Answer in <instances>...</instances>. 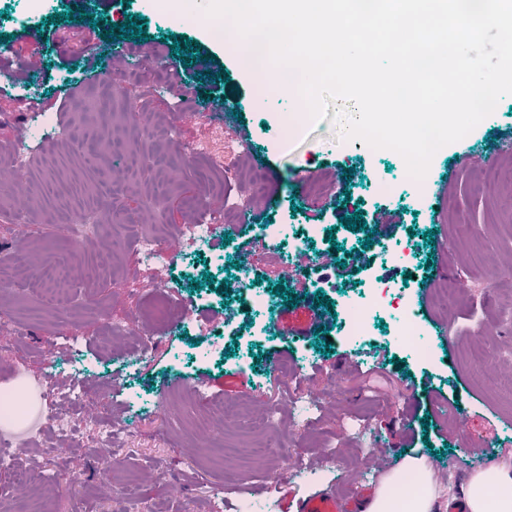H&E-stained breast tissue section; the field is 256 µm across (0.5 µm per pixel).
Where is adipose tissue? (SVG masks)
Instances as JSON below:
<instances>
[{
  "mask_svg": "<svg viewBox=\"0 0 512 512\" xmlns=\"http://www.w3.org/2000/svg\"><path fill=\"white\" fill-rule=\"evenodd\" d=\"M406 478L413 481L416 492L400 502L395 490ZM462 494L469 512H512V467L498 462L489 464L470 478ZM438 496L425 459L412 457L384 476L368 512H434Z\"/></svg>",
  "mask_w": 512,
  "mask_h": 512,
  "instance_id": "obj_1",
  "label": "adipose tissue"
}]
</instances>
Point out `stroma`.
Segmentation results:
<instances>
[{
  "mask_svg": "<svg viewBox=\"0 0 512 512\" xmlns=\"http://www.w3.org/2000/svg\"><path fill=\"white\" fill-rule=\"evenodd\" d=\"M79 11L90 21L76 20ZM130 12L141 16L144 38L127 36L114 48L106 34L127 21L115 0H0V59L10 60L23 87L0 91V147L16 145L17 128L32 114L57 123L32 134L26 182L38 193L0 182V313L10 318L0 326V391L20 379L45 398L27 446L0 470V512H233L244 492L253 512H287L293 499L331 484L355 492L353 474L364 469L368 448L389 471L404 458L438 453L451 472L438 487L452 494L473 474L457 462L458 445L489 446L496 461L512 464V96L439 149L425 177L415 179L392 150L345 138L343 126L327 118L284 141L285 115L307 109L301 95L280 96L271 82L252 78L206 24L173 23L153 0H132ZM39 25L41 42H29L26 30ZM185 41L212 70L183 64L173 46ZM144 43L175 62L172 81L196 93L192 121L182 120L139 66ZM104 76L113 96L100 92ZM228 92L237 112L218 116L215 103ZM79 123L111 125L112 142L71 153L61 134ZM167 123L178 129V142L158 133ZM218 128L241 154L246 176L239 183L226 184L204 162L198 169L206 176L195 180L182 161ZM116 140L130 154L127 172L115 177L117 206L140 219L130 233L98 229L70 241L59 219L106 194L100 171ZM385 184L394 192L382 194ZM195 194L206 205L245 195L253 206L200 253L186 255L182 233L206 215L187 206ZM319 210L334 242L321 238L292 253L260 242V225L304 224ZM356 212L367 226L352 232L340 219ZM23 213L33 220L19 235ZM160 225L176 255L172 265L142 267L117 288L98 276L104 246L120 272L135 265L136 234ZM367 239L371 268L348 275L344 261ZM388 245L400 246L409 263L383 257ZM243 259L258 268L261 290L280 284L311 303L323 291L334 321L321 334L291 337L283 298L262 315L247 301L249 288H227L226 268ZM289 262L296 268L286 277L281 268ZM58 266L69 281L64 305L44 292ZM450 277L460 293L445 306L438 295ZM377 279L404 291L431 358L408 355L393 341L389 311L364 341L345 340L346 298L357 282ZM165 285L195 315L162 332L153 353L136 357L142 323ZM76 329L84 343L68 347L64 339ZM327 345L331 353L321 354ZM276 359L294 374H271ZM76 388L89 391L93 404L59 431L54 419L67 412ZM298 393L315 394L314 411L290 412ZM444 402L456 412L438 411ZM272 406L273 427L251 433L239 425V409L259 419ZM320 439L335 448L331 460L320 456ZM218 487L223 495H215Z\"/></svg>",
  "mask_w": 512,
  "mask_h": 512,
  "instance_id": "obj_1",
  "label": "stroma"
}]
</instances>
